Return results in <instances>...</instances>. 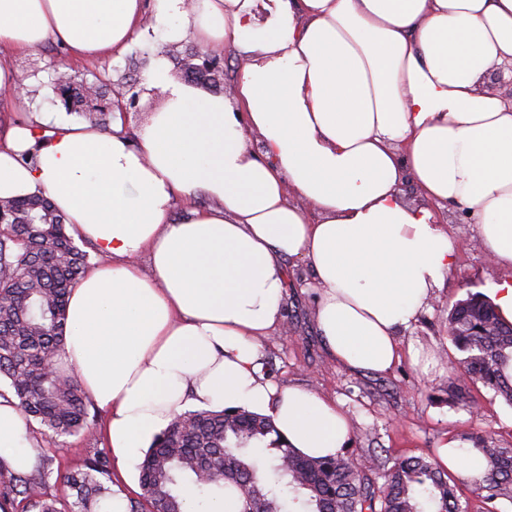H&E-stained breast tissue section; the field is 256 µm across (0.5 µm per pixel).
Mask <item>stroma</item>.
<instances>
[{"instance_id":"1","label":"stroma","mask_w":512,"mask_h":512,"mask_svg":"<svg viewBox=\"0 0 512 512\" xmlns=\"http://www.w3.org/2000/svg\"><path fill=\"white\" fill-rule=\"evenodd\" d=\"M151 27L157 35L149 44L134 43L114 60L69 62L72 74L89 80L106 72L116 82L142 83L147 69L141 61L157 52L165 54L172 73H179L183 58L198 51V43L188 37L177 49H168L162 37L163 24L155 20ZM64 61L68 62L65 50L52 42L12 56L30 94L24 101L0 95V134L9 124L26 121L35 112H54L64 121L77 122L76 114L62 108L52 81ZM448 223L462 242L458 260L429 309L404 333L405 346L429 358L426 367L413 365L406 356L389 372L376 374L350 371L332 361L315 327L313 277L303 265L288 267V326L265 340L263 369L274 382L303 386L341 402L359 428L351 448L399 458L434 455L447 438L466 445L478 438L512 445L511 406L491 398L478 383L470 387V397L479 405L478 414H470L465 406L448 398V383L459 356L448 340L450 310L468 293L489 295L499 283L512 280V270L488 259L478 240L476 220L468 211L449 207Z\"/></svg>"}]
</instances>
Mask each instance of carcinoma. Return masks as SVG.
I'll list each match as a JSON object with an SVG mask.
<instances>
[{"label": "carcinoma", "instance_id": "1", "mask_svg": "<svg viewBox=\"0 0 512 512\" xmlns=\"http://www.w3.org/2000/svg\"><path fill=\"white\" fill-rule=\"evenodd\" d=\"M54 82L68 112L111 131L112 111L84 92L90 83L109 92V77L78 83L58 71ZM89 260L46 198L0 205V378L7 379L23 417L51 437L92 434L89 396L58 362L68 298ZM448 339L463 354V379L448 387L449 398L474 414L467 388L480 383L512 407V322L487 296L471 293L450 311ZM476 447L485 470L473 488L484 512H501L500 506H512V446L478 440ZM138 470L142 503L130 501L128 512H186L184 480L212 496L232 484L245 512H470L456 480L429 457L351 451L309 458L288 446L272 417L236 409L176 416ZM45 476L39 470L6 478L0 465V503H17L22 512H98L112 499V459L104 448L58 475L63 502L43 490Z\"/></svg>", "mask_w": 512, "mask_h": 512}]
</instances>
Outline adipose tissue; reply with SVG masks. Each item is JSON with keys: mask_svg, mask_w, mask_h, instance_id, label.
<instances>
[{"mask_svg": "<svg viewBox=\"0 0 512 512\" xmlns=\"http://www.w3.org/2000/svg\"><path fill=\"white\" fill-rule=\"evenodd\" d=\"M145 0H0V47L60 42L76 59L145 41ZM167 39L240 60L232 96L173 77L138 141L37 112L0 138V199L42 195L98 256L73 288L62 363L106 414L127 467L188 410L273 417L302 455L340 454L333 401L272 382L261 347L283 325L287 264L316 279L329 355L383 373L461 244L442 211H472L489 259L512 268V0H154ZM418 190L411 200L404 181ZM34 437L0 397V463L24 473ZM470 482L482 456L444 441Z\"/></svg>", "mask_w": 512, "mask_h": 512, "instance_id": "1", "label": "adipose tissue"}]
</instances>
